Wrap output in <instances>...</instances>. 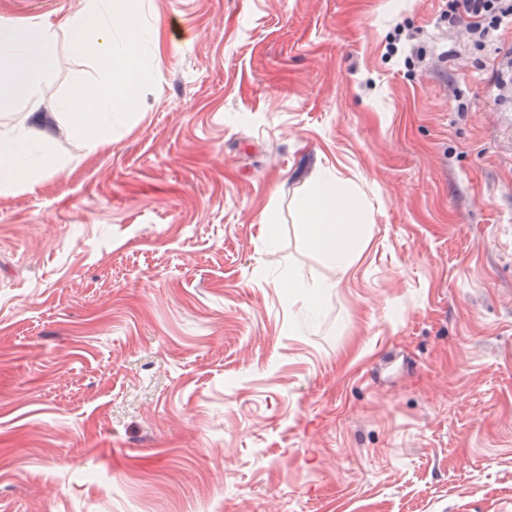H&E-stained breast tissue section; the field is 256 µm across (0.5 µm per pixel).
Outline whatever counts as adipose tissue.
Here are the masks:
<instances>
[{
  "label": "adipose tissue",
  "mask_w": 512,
  "mask_h": 512,
  "mask_svg": "<svg viewBox=\"0 0 512 512\" xmlns=\"http://www.w3.org/2000/svg\"><path fill=\"white\" fill-rule=\"evenodd\" d=\"M54 32L41 23L0 21V104L17 103L9 123H0V192L31 183L56 170L58 160L35 114L41 86L62 60L54 51ZM298 207L309 248L322 263L347 272L365 225L355 221L356 200L336 187L335 176L319 171L306 181Z\"/></svg>",
  "instance_id": "1"
}]
</instances>
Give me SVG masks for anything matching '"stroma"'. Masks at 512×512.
I'll list each match as a JSON object with an SVG mask.
<instances>
[{
	"label": "stroma",
	"mask_w": 512,
	"mask_h": 512,
	"mask_svg": "<svg viewBox=\"0 0 512 512\" xmlns=\"http://www.w3.org/2000/svg\"><path fill=\"white\" fill-rule=\"evenodd\" d=\"M81 6L0 0L63 60L62 167L0 193V512H512V59L445 0H148L166 68L91 153ZM318 169L362 204L343 274ZM292 278L336 281L317 318ZM306 184L298 207L307 244L326 267L346 273L366 232L365 224L354 219L357 202L336 189V177L323 171L312 174Z\"/></svg>",
	"instance_id": "stroma-1"
}]
</instances>
